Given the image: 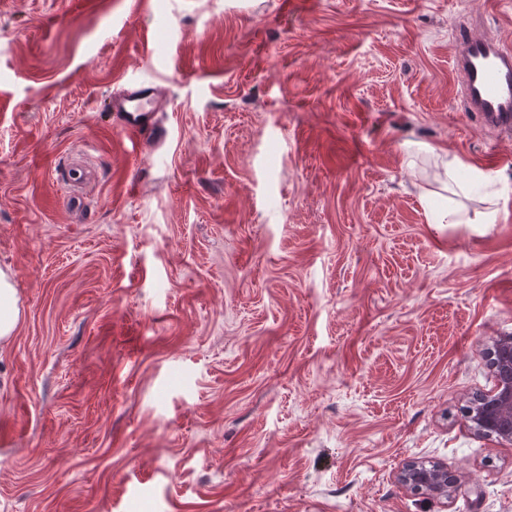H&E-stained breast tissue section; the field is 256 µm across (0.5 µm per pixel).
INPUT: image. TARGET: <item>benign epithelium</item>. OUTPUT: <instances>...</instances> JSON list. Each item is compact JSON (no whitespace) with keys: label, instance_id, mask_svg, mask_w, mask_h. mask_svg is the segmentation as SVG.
Wrapping results in <instances>:
<instances>
[{"label":"benign epithelium","instance_id":"1","mask_svg":"<svg viewBox=\"0 0 512 512\" xmlns=\"http://www.w3.org/2000/svg\"><path fill=\"white\" fill-rule=\"evenodd\" d=\"M493 387L475 395L466 409L473 429L480 435L512 443V336L493 340L490 350ZM405 489L426 494L444 502L459 487V478L445 465L426 460H413L398 476Z\"/></svg>","mask_w":512,"mask_h":512}]
</instances>
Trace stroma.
I'll use <instances>...</instances> for the list:
<instances>
[{
  "label": "stroma",
  "instance_id": "35a3bbf8",
  "mask_svg": "<svg viewBox=\"0 0 512 512\" xmlns=\"http://www.w3.org/2000/svg\"><path fill=\"white\" fill-rule=\"evenodd\" d=\"M466 8L512 46V0H0V512H512V444L464 417L512 336ZM142 79L159 147L99 107ZM455 157L496 181L445 191ZM415 459L462 491H407ZM18 320L16 290L9 276L0 271V340L13 335Z\"/></svg>",
  "mask_w": 512,
  "mask_h": 512
}]
</instances>
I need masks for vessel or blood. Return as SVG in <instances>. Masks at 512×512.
Masks as SVG:
<instances>
[{"label": "vessel or blood", "instance_id": "vessel-or-blood-1", "mask_svg": "<svg viewBox=\"0 0 512 512\" xmlns=\"http://www.w3.org/2000/svg\"><path fill=\"white\" fill-rule=\"evenodd\" d=\"M451 57L453 69L460 75L466 109L481 127L508 136L512 134V50L496 39L473 33L471 27H457ZM161 94L146 81H137L125 92L109 96L107 111L121 122L131 139L142 140L164 132L153 121Z\"/></svg>", "mask_w": 512, "mask_h": 512}]
</instances>
